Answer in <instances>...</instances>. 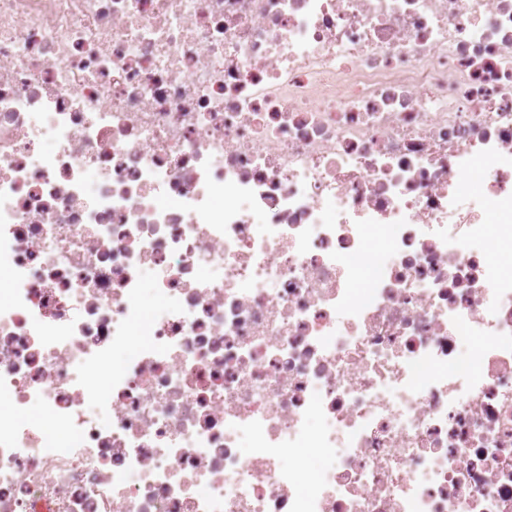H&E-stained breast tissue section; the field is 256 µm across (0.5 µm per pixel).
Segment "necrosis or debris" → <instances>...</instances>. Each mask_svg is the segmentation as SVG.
<instances>
[{
    "mask_svg": "<svg viewBox=\"0 0 512 512\" xmlns=\"http://www.w3.org/2000/svg\"><path fill=\"white\" fill-rule=\"evenodd\" d=\"M505 249L512 0H0V512H512Z\"/></svg>",
    "mask_w": 512,
    "mask_h": 512,
    "instance_id": "obj_1",
    "label": "necrosis or debris"
}]
</instances>
